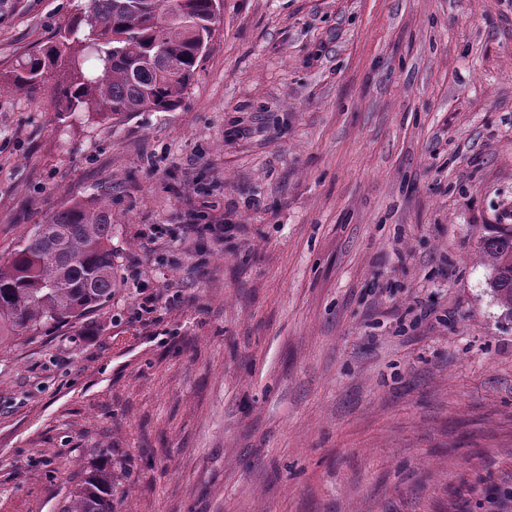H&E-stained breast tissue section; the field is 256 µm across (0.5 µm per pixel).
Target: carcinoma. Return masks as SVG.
<instances>
[{"instance_id":"carcinoma-1","label":"carcinoma","mask_w":512,"mask_h":512,"mask_svg":"<svg viewBox=\"0 0 512 512\" xmlns=\"http://www.w3.org/2000/svg\"><path fill=\"white\" fill-rule=\"evenodd\" d=\"M221 0H89L56 40L28 54L12 88L34 90L57 74L58 111L117 122L136 112L176 109L214 37ZM101 71L84 68L88 54ZM482 251L490 282L512 317V227H493ZM116 285L112 210L102 199L49 215L0 260V330L33 336L82 318L112 298ZM114 467L100 463L61 512H114Z\"/></svg>"}]
</instances>
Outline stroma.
Instances as JSON below:
<instances>
[{
	"mask_svg": "<svg viewBox=\"0 0 512 512\" xmlns=\"http://www.w3.org/2000/svg\"><path fill=\"white\" fill-rule=\"evenodd\" d=\"M87 0H0V256L112 195L116 287L0 338V512H512V0H224L180 107L62 116L18 62ZM231 218L233 236L147 242ZM139 267L162 300L135 317ZM482 251L496 277L490 282L494 294L506 315L512 317V227H493L482 239ZM114 467L100 463L72 491L61 512H114Z\"/></svg>",
	"mask_w": 512,
	"mask_h": 512,
	"instance_id": "1",
	"label": "stroma"
}]
</instances>
